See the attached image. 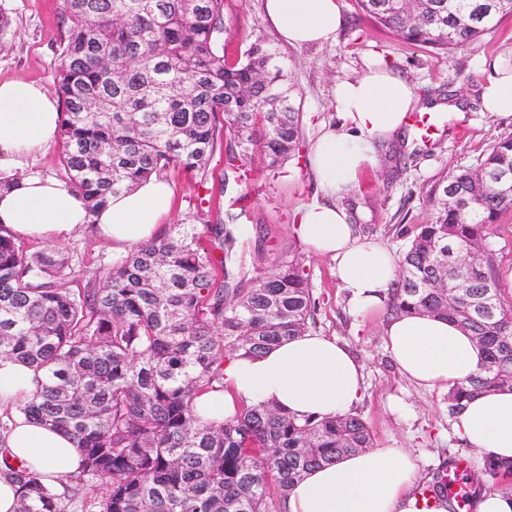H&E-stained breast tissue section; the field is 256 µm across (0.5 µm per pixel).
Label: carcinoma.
I'll use <instances>...</instances> for the list:
<instances>
[{
	"instance_id": "cac0c4a2",
	"label": "carcinoma",
	"mask_w": 512,
	"mask_h": 512,
	"mask_svg": "<svg viewBox=\"0 0 512 512\" xmlns=\"http://www.w3.org/2000/svg\"><path fill=\"white\" fill-rule=\"evenodd\" d=\"M402 40L448 54L476 42L512 0H359ZM55 77L66 180L89 212L170 168L205 172L225 147L229 174L255 149L275 167L300 150L301 112L262 40L224 59V0H62ZM174 224L112 261L77 293L56 252L31 253L0 225V356L38 373L20 412L74 440L81 468L58 494L22 469L19 512H271L308 470L373 447L356 415L296 418L273 406L202 424L195 398L223 386L224 359L253 357L307 331L314 302L296 253L251 276L227 266L245 243L238 216ZM512 210V137L444 180L430 222L399 262L388 308L458 322L481 354L448 387V416L470 396L512 388V304L494 276L489 230ZM491 482L512 476L483 456ZM99 479L104 491L85 492Z\"/></svg>"
}]
</instances>
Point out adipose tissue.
I'll use <instances>...</instances> for the list:
<instances>
[{
    "mask_svg": "<svg viewBox=\"0 0 512 512\" xmlns=\"http://www.w3.org/2000/svg\"><path fill=\"white\" fill-rule=\"evenodd\" d=\"M266 14L288 44L325 45L341 24L338 0H265ZM481 100L495 117H512V67L492 62L484 72ZM334 103L340 125L320 123L309 166L321 195L297 213L296 238L336 263V276L352 309L381 310L394 281L398 256L361 236L338 196L375 164L378 149L401 132L415 106L412 87L383 67L338 83ZM57 99L32 81L0 82V172L13 174L0 190V225L16 237L41 242L65 240L91 224L112 245L127 252L161 232L173 207L167 181L151 177L130 191L108 196L96 212L65 181L41 175L32 163L58 138ZM398 370L417 386L433 390L465 381L480 364L472 337L457 323L430 313L395 316L385 327ZM37 374L23 362L0 357V512H18L17 467L41 476L59 490L80 468L81 456L65 433L25 416L21 408L36 389ZM365 395L362 368L336 340L311 332L260 355L229 356L224 385L201 394L194 414L204 423L234 417L246 407L275 405L302 418L351 413ZM452 430L469 446L502 461L512 460V391L475 395L454 417ZM414 460L402 449L374 448L340 456L296 481L285 512H420L411 492Z\"/></svg>",
    "mask_w": 512,
    "mask_h": 512,
    "instance_id": "1",
    "label": "adipose tissue"
}]
</instances>
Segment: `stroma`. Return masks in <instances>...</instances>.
Instances as JSON below:
<instances>
[{"label": "stroma", "instance_id": "35a3bbf8", "mask_svg": "<svg viewBox=\"0 0 512 512\" xmlns=\"http://www.w3.org/2000/svg\"><path fill=\"white\" fill-rule=\"evenodd\" d=\"M263 4L264 0H224V53L228 60H237L258 39L276 49L301 101L304 144L313 141L314 121L335 118L336 83L380 65L399 73L416 94L457 92L464 120L449 118L448 106H435L442 119L439 132L424 143L416 130H409L400 146L409 157L407 166L398 169L392 159L380 158L339 200L354 211L360 234L403 254L414 226L431 218L432 199L441 181L460 168L475 166L496 139L512 136V118H493L481 103L483 63L512 60V14L497 17L477 42L448 56L398 38L365 17L357 0H339L343 25L334 43L291 47L269 24ZM0 10L10 19L9 33L0 44V81L23 77L52 88L66 34L61 0H0ZM224 166V151H216L204 179L224 185L225 191L216 197L211 222H223L232 213L241 223L258 227L263 250L248 257L250 275L269 270L278 252L298 251L315 303L309 330L336 337L363 366L366 396L357 413L370 428L374 446L394 445L410 453L417 464L418 488L431 482L447 461L463 457L471 460L472 474H479L482 454L454 436L445 391L416 386L393 364L384 337L389 309L368 316L354 313L336 278L334 262L293 235L296 210L318 194L307 159L273 169L264 156L256 155L246 164V180L238 182L225 181ZM163 177L174 192L170 223L193 222L201 178L177 169ZM57 248L78 273L68 282L73 290L102 277L117 256L89 231L58 243Z\"/></svg>", "mask_w": 512, "mask_h": 512}]
</instances>
